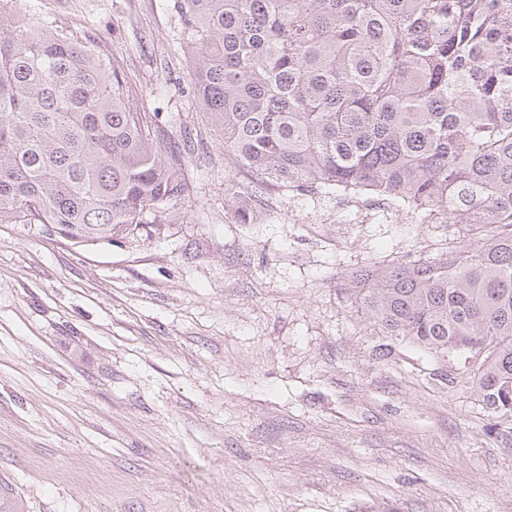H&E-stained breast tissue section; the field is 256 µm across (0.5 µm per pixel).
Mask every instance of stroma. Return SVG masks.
Listing matches in <instances>:
<instances>
[{
  "label": "stroma",
  "mask_w": 512,
  "mask_h": 512,
  "mask_svg": "<svg viewBox=\"0 0 512 512\" xmlns=\"http://www.w3.org/2000/svg\"><path fill=\"white\" fill-rule=\"evenodd\" d=\"M175 0H12L125 62L189 192L80 245L0 224V502L9 512H512V413L463 358L385 335L367 266L473 243L396 201L267 189L230 167Z\"/></svg>",
  "instance_id": "1"
}]
</instances>
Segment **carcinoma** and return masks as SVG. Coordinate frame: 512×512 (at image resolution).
<instances>
[{
    "label": "carcinoma",
    "mask_w": 512,
    "mask_h": 512,
    "mask_svg": "<svg viewBox=\"0 0 512 512\" xmlns=\"http://www.w3.org/2000/svg\"><path fill=\"white\" fill-rule=\"evenodd\" d=\"M202 112L249 170L237 224L267 186L392 199L480 225L468 247L363 269L389 336L477 364L512 413V0H176ZM124 60L0 6V224L78 242L130 235L188 186L138 109Z\"/></svg>",
    "instance_id": "cac0c4a2"
}]
</instances>
